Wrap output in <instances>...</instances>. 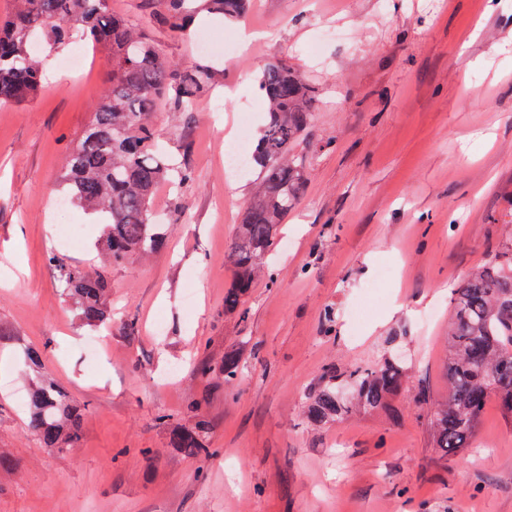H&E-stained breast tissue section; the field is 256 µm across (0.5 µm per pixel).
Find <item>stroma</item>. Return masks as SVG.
Wrapping results in <instances>:
<instances>
[{"mask_svg":"<svg viewBox=\"0 0 512 512\" xmlns=\"http://www.w3.org/2000/svg\"><path fill=\"white\" fill-rule=\"evenodd\" d=\"M211 87L193 111L164 100L156 141L191 172L160 187L165 247L108 272L112 327L92 354L47 258L95 263L98 224L59 210L64 159L100 101L104 50L39 48L49 78L0 107V512H512V415L490 399L470 448L444 457L430 408L448 392V316L467 272L512 238V0H251L268 37L252 52L199 51L152 16L164 0H110ZM85 70L64 78L63 58ZM285 60L319 97L307 181L238 313L225 256L253 170L224 171V144L263 124L258 76ZM80 224L71 247L59 225ZM37 377L84 409L72 448L49 453L16 399ZM240 355L235 385L196 368ZM401 359L397 413L314 428L308 392L327 366ZM210 423L211 459L169 448Z\"/></svg>","mask_w":512,"mask_h":512,"instance_id":"1","label":"stroma"}]
</instances>
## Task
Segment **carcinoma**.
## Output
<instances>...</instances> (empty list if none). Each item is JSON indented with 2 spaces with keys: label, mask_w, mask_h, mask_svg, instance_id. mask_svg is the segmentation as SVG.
Returning a JSON list of instances; mask_svg holds the SVG:
<instances>
[{
  "label": "carcinoma",
  "mask_w": 512,
  "mask_h": 512,
  "mask_svg": "<svg viewBox=\"0 0 512 512\" xmlns=\"http://www.w3.org/2000/svg\"><path fill=\"white\" fill-rule=\"evenodd\" d=\"M109 0H17L14 12L0 22V106L18 104L37 95L42 64L34 44L59 45L78 33L108 52L107 88L93 119L77 138L79 149L66 156L61 185L69 200L103 225L101 250L106 265L95 270L70 266L51 256L73 299L83 325L97 328L112 320L105 303L107 267L135 253L159 251L166 239L154 222L153 197L163 183L190 178L160 151L150 116L156 102L170 98L180 110L191 108L207 90L209 75H187L124 16L109 9ZM249 0H166L156 17L174 37L190 29L192 20L207 13L226 20L242 16ZM80 18L70 27L66 21ZM266 103V123L250 162L259 169V183L244 208L227 260L233 280L224 294V311L240 309L244 297L265 272V257L275 248L279 227L303 192V157L295 150L305 141L318 96L286 61L268 64L259 77ZM448 398L435 404L431 426L443 454L468 445L486 404L496 398L512 414V239L471 272L458 291L448 330ZM236 352L224 353L219 374L233 383L239 373ZM404 379L401 362L376 369L338 373L329 368L309 393L305 419L321 427L357 408L394 410L393 401ZM28 425L43 448L59 452L82 434V413L68 393L55 383L30 387ZM209 423L191 429L174 428L169 446L200 459L215 450L207 442Z\"/></svg>",
  "instance_id": "carcinoma-1"
}]
</instances>
